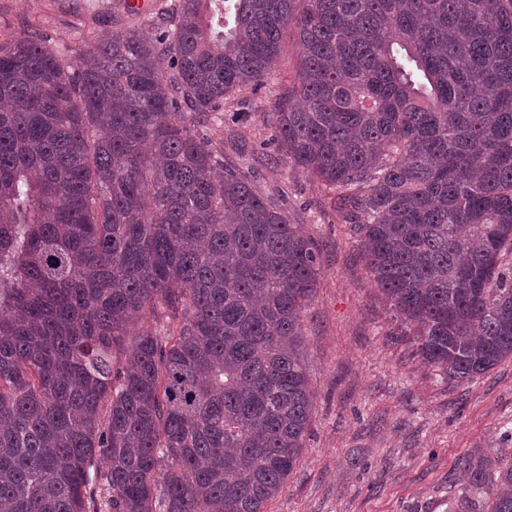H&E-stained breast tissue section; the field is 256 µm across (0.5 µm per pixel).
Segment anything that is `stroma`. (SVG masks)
<instances>
[{
	"instance_id": "35a3bbf8",
	"label": "stroma",
	"mask_w": 512,
	"mask_h": 512,
	"mask_svg": "<svg viewBox=\"0 0 512 512\" xmlns=\"http://www.w3.org/2000/svg\"><path fill=\"white\" fill-rule=\"evenodd\" d=\"M177 0H147L133 15L124 0H0V41L38 31L65 59L86 44L132 26L163 25ZM297 69L293 47L263 84L244 90L253 118L202 127L226 164L239 134L262 149L264 119ZM256 188L277 200L320 250L312 301L302 313L301 352L314 407L302 459L269 512H455L470 454H512V357L469 382L443 381L402 335L371 282L353 225L343 223L319 184L288 163L262 167Z\"/></svg>"
}]
</instances>
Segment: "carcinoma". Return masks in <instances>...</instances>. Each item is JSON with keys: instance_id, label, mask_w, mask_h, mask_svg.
I'll list each match as a JSON object with an SVG mask.
<instances>
[{"instance_id": "1", "label": "carcinoma", "mask_w": 512, "mask_h": 512, "mask_svg": "<svg viewBox=\"0 0 512 512\" xmlns=\"http://www.w3.org/2000/svg\"><path fill=\"white\" fill-rule=\"evenodd\" d=\"M290 29L275 152L362 235L425 365L512 357V0H178L71 63L23 32L0 42V512H267L301 461L317 246L191 128ZM464 471L460 512H512V456Z\"/></svg>"}]
</instances>
